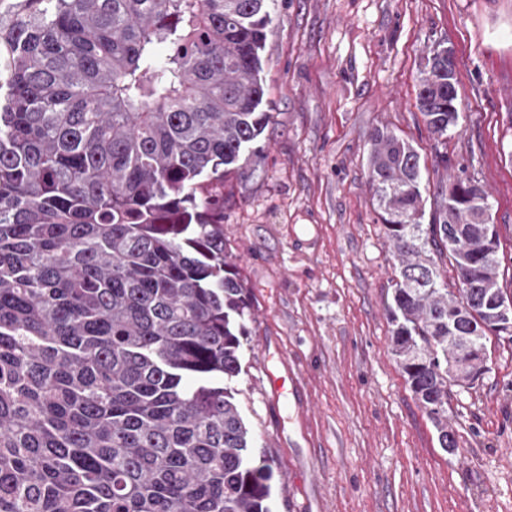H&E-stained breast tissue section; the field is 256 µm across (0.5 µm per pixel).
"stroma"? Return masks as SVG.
Wrapping results in <instances>:
<instances>
[{
	"label": "stroma",
	"mask_w": 512,
	"mask_h": 512,
	"mask_svg": "<svg viewBox=\"0 0 512 512\" xmlns=\"http://www.w3.org/2000/svg\"><path fill=\"white\" fill-rule=\"evenodd\" d=\"M436 47L462 95L444 137L416 105ZM263 56L272 119L224 241L253 304L233 386L275 464L271 512H512V340L473 389L450 387L445 450L392 350L399 260L367 169L375 129L412 141L427 224L439 191L474 178L512 295V0H278Z\"/></svg>",
	"instance_id": "obj_1"
}]
</instances>
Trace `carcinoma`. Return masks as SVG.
<instances>
[{"instance_id": "cac0c4a2", "label": "carcinoma", "mask_w": 512, "mask_h": 512, "mask_svg": "<svg viewBox=\"0 0 512 512\" xmlns=\"http://www.w3.org/2000/svg\"><path fill=\"white\" fill-rule=\"evenodd\" d=\"M272 3L0 0V512H270L231 387L251 298L224 206L263 158ZM461 102L453 53L430 50L431 134ZM371 142L393 351L446 449L448 386L512 337L499 234L468 176L421 224L418 150Z\"/></svg>"}]
</instances>
